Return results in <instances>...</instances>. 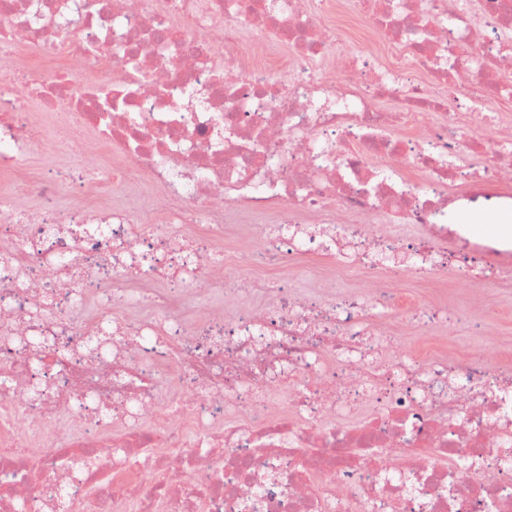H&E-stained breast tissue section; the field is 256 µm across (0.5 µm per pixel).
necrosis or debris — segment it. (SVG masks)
I'll return each instance as SVG.
<instances>
[{"mask_svg": "<svg viewBox=\"0 0 512 512\" xmlns=\"http://www.w3.org/2000/svg\"><path fill=\"white\" fill-rule=\"evenodd\" d=\"M343 8L367 28L339 83L318 63L343 41L324 22ZM244 29L291 46L288 69L246 48ZM448 75L467 87L452 102L435 91ZM65 109L76 119L55 139L94 128L117 161L89 169L77 154L24 180L38 112ZM491 124L493 160L473 165L470 132ZM138 173L169 191L158 227L137 231L105 195L83 205ZM0 181L17 184L0 194V512H99L104 474L110 512L151 495L164 512H512V366L394 352L398 322L443 329L448 309L412 307L384 279L512 277V244L448 221L464 201L512 207V0H7ZM60 187L63 210L49 203ZM30 194L46 205L23 210ZM222 203L278 208L255 231L265 253L359 267L375 287L303 300L282 279L267 309L187 323L172 284L254 286L224 274ZM379 213L425 233L368 223ZM84 303L96 323L74 318ZM172 364L189 434L144 427ZM368 404L363 426L336 425ZM231 411L246 424L225 429Z\"/></svg>", "mask_w": 512, "mask_h": 512, "instance_id": "4bbe7bcc", "label": "necrosis or debris"}]
</instances>
